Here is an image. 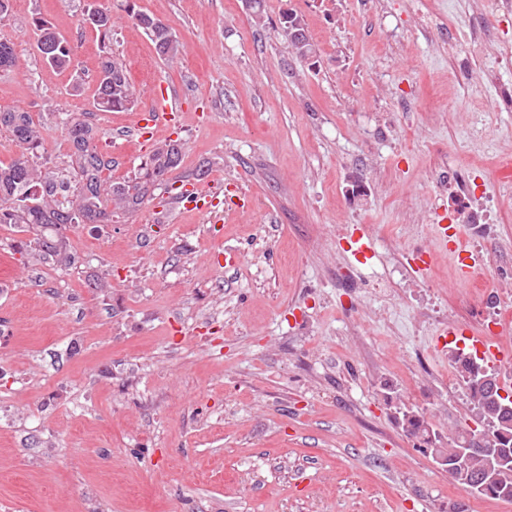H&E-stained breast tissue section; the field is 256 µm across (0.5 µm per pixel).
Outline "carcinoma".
Wrapping results in <instances>:
<instances>
[{"mask_svg":"<svg viewBox=\"0 0 512 512\" xmlns=\"http://www.w3.org/2000/svg\"><path fill=\"white\" fill-rule=\"evenodd\" d=\"M132 20L145 30L157 54L172 60L182 50L172 29L161 20L143 12H132ZM87 21L103 35L112 33V15L99 5L88 10ZM38 31L36 48L42 60L63 69L72 63V49L46 21L34 20ZM19 65L12 45L0 41V68ZM134 101V90L120 63L109 54L98 65V81L93 106L101 112L125 109ZM0 128L9 130L20 149L8 165H0V224H27L36 229V244L43 258L66 268L74 262L63 229L69 224H110L112 208L133 213L151 199L155 183L180 162V147L168 144L156 151L144 180L134 184L114 183L103 177L112 168V158L98 150L96 127L86 119L69 117L65 128L71 144L68 167L59 170L32 161L42 147L39 127L29 113L0 111ZM469 397L474 416L488 430L486 443L504 450L501 463H490L480 452L469 458L466 470L456 467L459 450L469 438L464 433L439 448L440 439L429 424L414 411H401L402 425L408 435L433 447L444 457L448 475L462 488H467L471 476L486 475L490 480L488 496L512 501V411L504 410L487 389H471Z\"/></svg>","mask_w":512,"mask_h":512,"instance_id":"obj_1","label":"carcinoma"}]
</instances>
